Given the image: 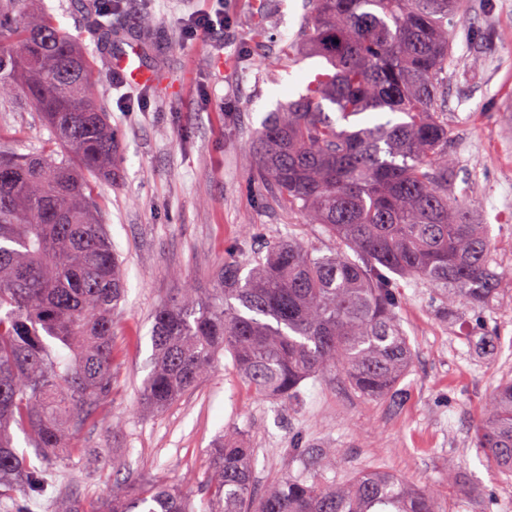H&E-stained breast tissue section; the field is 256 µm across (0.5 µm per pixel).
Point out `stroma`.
Here are the masks:
<instances>
[{
    "label": "stroma",
    "instance_id": "stroma-1",
    "mask_svg": "<svg viewBox=\"0 0 512 512\" xmlns=\"http://www.w3.org/2000/svg\"><path fill=\"white\" fill-rule=\"evenodd\" d=\"M60 29L93 52L104 101L120 145V177L97 183L101 220L122 261L127 295L114 324L112 393L84 434L85 457L69 470V491L109 498L112 481L145 474L201 501L220 434L243 436L254 450L252 481L266 488L301 469L293 440L336 449L321 469L329 484L382 470L411 486L435 485L446 512H512V477L487 466L471 436L492 385L512 376V0H466L453 41L448 94L452 148L477 219L489 225L503 297L494 310L463 311L494 328L493 354L463 341L434 312L433 290L400 284L398 313L415 351L397 402L367 403L339 381L307 379L300 404L256 398L230 356L199 387L159 412L144 411L141 391L152 355L150 317L179 288H208L225 257L253 256L254 238H290L322 251L337 244L320 225L270 201L252 177L254 134L278 102L298 98L319 58L284 51L312 0H112V33L89 29L99 0H47ZM223 10L224 28L187 39L186 20ZM141 49L155 74L134 110L106 61L116 40ZM39 112L22 94L0 106V141L21 153L47 138Z\"/></svg>",
    "mask_w": 512,
    "mask_h": 512
}]
</instances>
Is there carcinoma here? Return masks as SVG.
<instances>
[{"label": "carcinoma", "mask_w": 512, "mask_h": 512, "mask_svg": "<svg viewBox=\"0 0 512 512\" xmlns=\"http://www.w3.org/2000/svg\"><path fill=\"white\" fill-rule=\"evenodd\" d=\"M463 0H314L295 55L321 57L298 98L257 131L254 180L320 225L330 253L291 239L260 246L253 266L224 259L214 288H183L152 316L143 405L165 409L230 353L253 394L297 403L302 381L341 380L364 401L395 400L414 359L396 279L426 284L448 321L500 299L491 228L456 189L448 73ZM24 93L48 138L20 154L0 145V508L26 512L23 485L85 454L82 433L112 391L113 317L125 295L120 261L87 176L119 177V144L92 88L86 46L61 30L44 0H0V100ZM331 107L334 114L326 112ZM25 435L17 449L14 431ZM473 446L512 475V378L490 392ZM304 473L254 494L242 437L211 450L214 479L198 511L176 487L146 476L115 483L107 509L67 495L53 512H443L429 486L356 473L325 485L317 466L336 449L294 443Z\"/></svg>", "instance_id": "1"}]
</instances>
